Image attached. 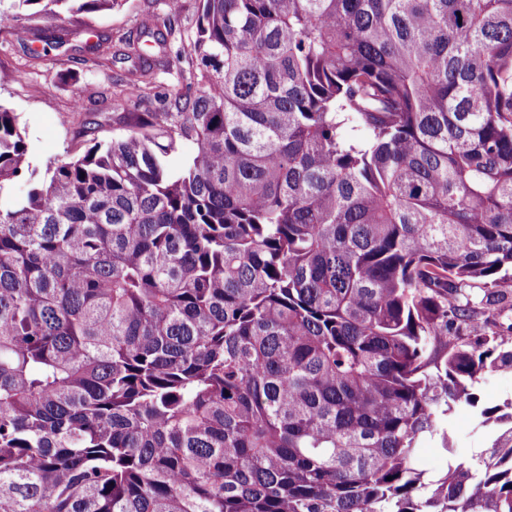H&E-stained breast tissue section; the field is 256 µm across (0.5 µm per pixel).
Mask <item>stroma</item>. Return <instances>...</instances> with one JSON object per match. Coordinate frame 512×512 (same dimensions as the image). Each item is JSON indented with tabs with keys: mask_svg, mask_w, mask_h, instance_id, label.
Returning a JSON list of instances; mask_svg holds the SVG:
<instances>
[{
	"mask_svg": "<svg viewBox=\"0 0 512 512\" xmlns=\"http://www.w3.org/2000/svg\"><path fill=\"white\" fill-rule=\"evenodd\" d=\"M198 8L199 0H182L175 13L168 0H127L119 10L36 16L12 32L0 33V104L16 112L25 127L32 167L43 170L50 161L124 133L129 107L112 96L121 67L94 68L84 63L81 52L50 46L32 60L23 55L22 41L89 28L108 35L112 45L120 47L136 38L142 24L167 22L172 26L167 65L157 73L155 97L140 106L144 112H164L176 91L193 82L197 73L196 60L182 49L195 37ZM77 98L83 102L79 110L73 107ZM491 435L471 409L457 408L448 415V437L456 459L479 458L490 446Z\"/></svg>",
	"mask_w": 512,
	"mask_h": 512,
	"instance_id": "stroma-1",
	"label": "stroma"
}]
</instances>
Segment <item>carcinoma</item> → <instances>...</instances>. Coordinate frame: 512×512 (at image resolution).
<instances>
[{"mask_svg":"<svg viewBox=\"0 0 512 512\" xmlns=\"http://www.w3.org/2000/svg\"><path fill=\"white\" fill-rule=\"evenodd\" d=\"M190 53L41 174L0 105V512H512V0H200ZM460 406L498 435L428 481ZM477 394L483 406L502 405L512 400V374L492 373L477 384ZM419 463L431 477H438L447 466V454L440 448V439L426 438L419 451Z\"/></svg>","mask_w":512,"mask_h":512,"instance_id":"cac0c4a2","label":"carcinoma"}]
</instances>
